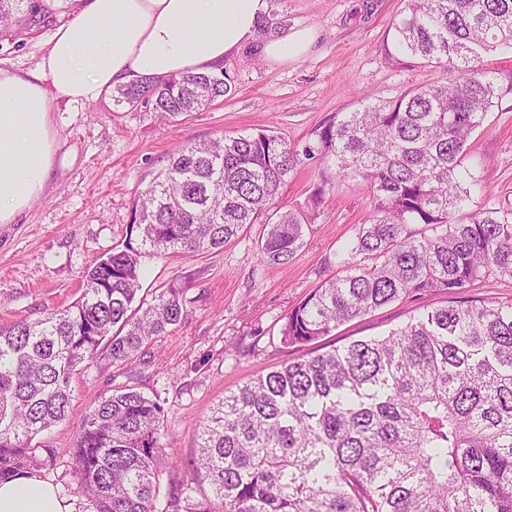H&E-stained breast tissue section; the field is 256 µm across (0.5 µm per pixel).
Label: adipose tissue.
Masks as SVG:
<instances>
[{
	"instance_id": "obj_1",
	"label": "adipose tissue",
	"mask_w": 512,
	"mask_h": 512,
	"mask_svg": "<svg viewBox=\"0 0 512 512\" xmlns=\"http://www.w3.org/2000/svg\"><path fill=\"white\" fill-rule=\"evenodd\" d=\"M36 67H0V224L43 195L57 163L55 114L144 78L217 73L256 41L268 0H74ZM0 512H71L51 483H0Z\"/></svg>"
}]
</instances>
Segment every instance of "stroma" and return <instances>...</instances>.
<instances>
[{"instance_id":"stroma-1","label":"stroma","mask_w":512,"mask_h":512,"mask_svg":"<svg viewBox=\"0 0 512 512\" xmlns=\"http://www.w3.org/2000/svg\"><path fill=\"white\" fill-rule=\"evenodd\" d=\"M404 0H270L286 32H309L300 57L277 62L251 45L224 62L232 87L209 108L178 123L151 106L115 105L111 95L55 115L59 157L42 198L14 223L0 224V327L42 318L80 298L82 275L129 238L134 200L187 142L269 129L301 149L336 113L363 98L392 99L437 81L438 67L398 52L393 22ZM48 24L0 34V63L34 68L52 23L67 19L59 0ZM483 159L492 203L512 205V94L496 103L471 138ZM369 209L366 192L339 183L326 193L302 248L283 266L259 261L264 225H248L227 246L143 258V293L167 284L185 287L189 315L131 362L91 363L74 380L67 420L42 433L56 457L41 471L61 497L77 504L71 448L88 406L107 389L127 385L159 396L169 422L162 442L175 467L162 498L201 499L213 492L198 470L197 425L225 394L251 378L294 362L310 351L381 336L411 316L446 305L439 292H422L340 325L308 345L282 335L289 310L340 270L338 250Z\"/></svg>"}]
</instances>
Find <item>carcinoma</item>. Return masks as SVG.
<instances>
[{"instance_id":"1","label":"carcinoma","mask_w":512,"mask_h":512,"mask_svg":"<svg viewBox=\"0 0 512 512\" xmlns=\"http://www.w3.org/2000/svg\"><path fill=\"white\" fill-rule=\"evenodd\" d=\"M401 52L444 69L394 100L338 112L303 150L271 130L187 143L133 206L140 243L104 253L70 306L0 329V482L37 473L54 449L34 439L65 421L72 380L97 355L133 360L188 316L185 290L136 299L142 258L222 248L264 224L261 261L284 265L304 243L330 177L367 191L371 209L341 270L286 314L306 344L420 292L448 304L384 336L314 354L224 396L198 427L214 498L157 506L173 463L160 399L129 386L94 398L72 448L81 512H512V302L465 297L512 279V207L486 198L469 164L472 134L512 76L487 64L512 53V0H405ZM39 0H0V27L36 24ZM231 90L224 73L141 80L117 105L166 118ZM323 164L304 205L281 190L302 158Z\"/></svg>"}]
</instances>
